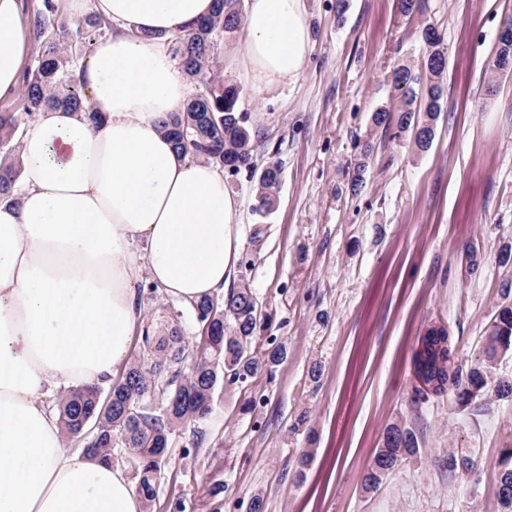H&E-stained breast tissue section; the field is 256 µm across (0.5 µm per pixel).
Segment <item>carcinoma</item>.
I'll list each match as a JSON object with an SVG mask.
<instances>
[{"mask_svg": "<svg viewBox=\"0 0 512 512\" xmlns=\"http://www.w3.org/2000/svg\"><path fill=\"white\" fill-rule=\"evenodd\" d=\"M240 0H218L215 14L199 22L194 30L173 42V57L187 81L199 91L184 108L165 122V129L178 153L201 159L232 174L245 171L255 179L251 212L254 227L252 246L263 242L264 224L279 201L281 169L275 162L263 167L255 163V140L251 116L239 110V92L224 81L220 65L221 37L241 21ZM57 5L54 0H41L30 16L33 39L42 45L36 63L28 69L19 96V112L34 117L46 108H65L89 113L98 123L97 113L88 103L85 89L75 78V67L67 55V47L51 34L55 28ZM100 32L111 25L90 14L76 23L70 35L86 38L87 28ZM426 52L419 66L402 64L391 75L395 107L379 109L372 114V124L391 137L408 138L424 152L435 137L436 121L444 101L443 76L447 58L443 36L432 26L423 28ZM492 79L512 72V37L499 39L491 62ZM21 123L18 112L0 111V200H15L20 177V141L16 133ZM238 283L222 298L208 296L186 306L194 320L196 337L200 339V362L194 372L180 374L184 336L179 326L183 312L158 320L143 314L142 357L132 362L123 377L107 390L86 387L70 390L58 401V416L65 438L86 440L87 450L110 462L124 456L130 464L136 490L145 503L156 494V479L166 458L173 436L183 426L204 418L212 410L218 383L230 377L242 383L263 370H270L283 355L273 347L260 359L248 354V347L267 328L259 305L248 284L245 258ZM435 339L423 351L422 366L431 377L449 380L458 409L465 411L492 395L512 393V382L497 376L495 363L512 354V302L501 304L492 317L482 352L469 364L455 365L448 377L442 358L446 349ZM414 432L399 424L388 427L380 448L365 476V487L376 488L382 478L404 459L417 452ZM452 466L448 471L461 475L475 471V460L460 452L448 453ZM494 494L500 512H512V448L504 449L498 463Z\"/></svg>", "mask_w": 512, "mask_h": 512, "instance_id": "1", "label": "carcinoma"}]
</instances>
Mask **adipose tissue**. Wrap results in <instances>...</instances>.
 I'll use <instances>...</instances> for the list:
<instances>
[{"label": "adipose tissue", "mask_w": 512, "mask_h": 512, "mask_svg": "<svg viewBox=\"0 0 512 512\" xmlns=\"http://www.w3.org/2000/svg\"><path fill=\"white\" fill-rule=\"evenodd\" d=\"M112 24L76 75L100 115L48 108L20 141L0 202V512H143L125 469L66 447L58 387H105L142 334L139 285L187 303L228 286L242 252L224 172L164 131L188 100L171 41L216 0H63ZM30 51L21 0H0V99ZM312 51L305 0H247L224 55L257 92L296 82Z\"/></svg>", "instance_id": "ef3b65f1"}]
</instances>
